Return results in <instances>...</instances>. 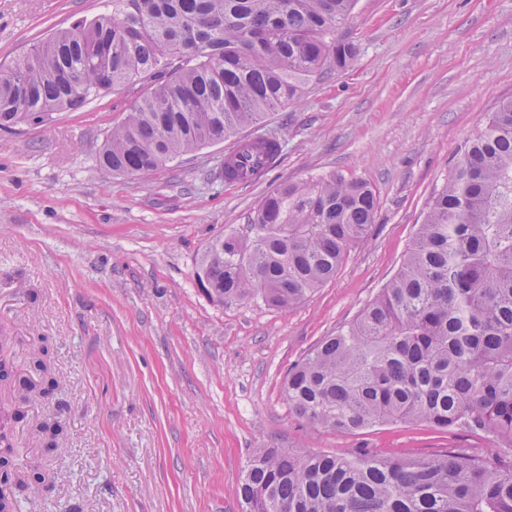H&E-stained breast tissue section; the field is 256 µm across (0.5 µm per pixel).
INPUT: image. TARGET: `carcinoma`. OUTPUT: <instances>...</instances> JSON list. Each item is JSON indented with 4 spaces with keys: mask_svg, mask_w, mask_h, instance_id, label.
<instances>
[{
    "mask_svg": "<svg viewBox=\"0 0 512 512\" xmlns=\"http://www.w3.org/2000/svg\"><path fill=\"white\" fill-rule=\"evenodd\" d=\"M354 4L112 0L0 68V128L146 79L149 93L98 159L114 176L146 175L347 70L357 47L338 30ZM279 151L276 140L242 141L224 179L243 181ZM377 207L363 181L285 183L258 202L249 234L209 245L197 284L220 305L293 307L367 240ZM283 395L313 427L424 423L488 446L390 459L265 448L238 487L245 512H512V97L458 149L396 274L288 368Z\"/></svg>",
    "mask_w": 512,
    "mask_h": 512,
    "instance_id": "carcinoma-1",
    "label": "carcinoma"
}]
</instances>
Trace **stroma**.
Segmentation results:
<instances>
[{
    "label": "stroma",
    "instance_id": "obj_1",
    "mask_svg": "<svg viewBox=\"0 0 512 512\" xmlns=\"http://www.w3.org/2000/svg\"><path fill=\"white\" fill-rule=\"evenodd\" d=\"M106 10L0 0V63ZM341 33L358 48L352 67L249 128L281 144L258 181L225 182L226 142L144 176L100 167L112 128L149 90L140 81L0 129V324L18 377L33 378L30 351L44 342L59 381L24 402L0 385L18 413V470L59 475L50 490L15 488L18 512H241L235 489L260 448L485 447L420 423L315 428L282 398L288 368L395 275L458 148L512 97V0H356ZM335 174L371 185L378 209L333 279L289 310L222 306L198 288L206 248L246 233L261 198ZM54 420L66 431L52 452L33 427Z\"/></svg>",
    "mask_w": 512,
    "mask_h": 512
}]
</instances>
